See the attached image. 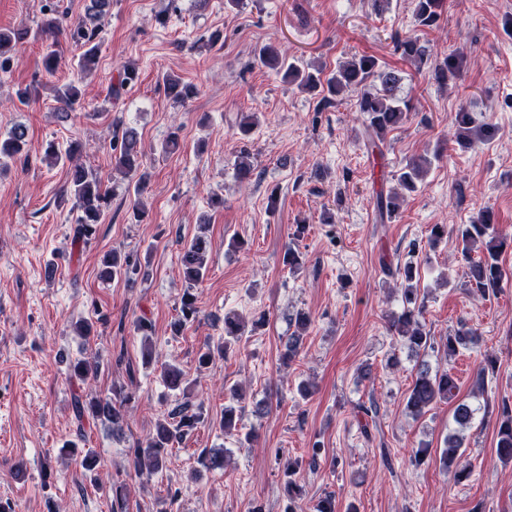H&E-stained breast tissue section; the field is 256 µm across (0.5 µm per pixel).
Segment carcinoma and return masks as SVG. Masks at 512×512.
I'll list each match as a JSON object with an SVG mask.
<instances>
[{
  "mask_svg": "<svg viewBox=\"0 0 512 512\" xmlns=\"http://www.w3.org/2000/svg\"><path fill=\"white\" fill-rule=\"evenodd\" d=\"M112 0H87L84 16L77 22L67 25L64 15L56 6L48 5L44 9L46 20L35 28L26 25L10 29H0V71H7L12 64L13 51L31 41L53 40L59 34H65L75 46L82 49L78 55L76 66L80 73L90 72L97 63L101 21L108 14ZM443 0H416L415 18L419 26L432 27L441 16ZM394 50L400 56L417 65H424L431 60L428 47L421 44L419 38L401 35L395 32L390 35ZM62 56L57 43L47 45L42 57L45 71L52 72L58 68ZM254 62L280 77L281 81L295 85L302 90L322 88V102L329 105L334 98L349 90L358 91L357 106L366 117L365 133L367 142L373 146L385 142L386 134L402 125L408 119L410 104L394 96L401 77L393 70L384 68L379 60L370 55L353 56L336 67L327 78L321 73L312 72L309 67L289 60L282 56L272 45H264L255 54ZM460 65L450 56L443 62L433 65L434 79L441 85L454 83L459 78ZM138 78L135 67L126 66L119 74L118 81L111 85L110 94L118 99L124 89ZM166 92L174 102L183 103L197 93V87L185 83L174 73L163 77ZM85 97L83 86L73 81L59 87L56 100L59 110L71 112L82 104ZM455 123L458 127V144L469 148L474 144L489 140L494 134V127L489 124L475 125L469 112L456 113ZM114 152L115 168L126 178L134 181L135 195L142 194V179L137 177L141 167L142 152L140 136L136 128L125 126L121 136L110 140ZM31 143L27 129L23 125L11 128L6 134L0 135V164L19 161L27 163L31 158ZM81 152V144L70 143L65 150L49 144L43 149V160L56 165L65 160L71 162ZM433 158L426 156L413 158L402 167L394 180L397 185L408 192L420 190L425 176L431 167ZM66 195L73 201L74 236L78 240H88L95 232L96 225L101 222L105 210L110 206L111 197L104 188L102 177L82 164H74L69 168L68 191ZM398 192L390 191L376 196V208L380 215L392 216L396 211ZM455 239L462 258L467 264V280L465 286L475 288L483 294L493 293L500 287L508 273L500 263V257L507 249H512V238L503 236L497 227L492 211L485 210L469 224H458L448 227L446 224H434L429 231V242L436 247L448 243V238ZM210 253V241L203 235L194 237L182 250L180 265L182 275L187 284L181 297L180 316L171 324L173 333L192 321L198 314L195 287L203 280L207 270ZM282 264L288 270L296 272L304 265L302 253L287 247L282 256ZM138 265L129 256L117 254L104 260L100 277L105 280L130 279L138 274ZM401 276L404 288L401 289L402 309L388 318V326L400 344L410 355L419 359L415 380L406 397V409L418 418L427 413L440 402H448L456 397L458 384L452 374L446 370L433 369L423 360L424 354L432 347V336L422 323L423 301L420 300V288L416 280L413 265L404 266ZM311 323V315L299 312L294 318L295 330L285 343L282 352L283 362L293 361L299 353L303 335ZM244 333L243 318L237 314L224 316V338L215 343H206L199 352L198 364L205 367L215 358H223L237 344ZM481 336L473 329L463 325L445 338L444 349L448 357H453L462 350H472L480 345ZM72 373L82 381L96 376L97 362L79 359L71 365ZM496 373V360L489 354L483 355V366L480 368L476 384L479 392L485 391L486 377ZM160 378L170 391L182 390L184 381L182 371L173 364H164L160 368ZM133 398L131 388H112V395L99 396L92 393L77 395L73 401V415L77 422L90 419L94 423L104 424L112 428V435L123 434L126 406ZM477 412L467 401L459 402L454 409L453 419L460 427L469 426ZM498 432L496 453L504 463L512 461V401L503 398L498 404ZM201 422V413L190 400L179 402L176 407L159 420L151 437L146 442H136L129 449L133 467L138 475L152 476L166 468L168 449L182 444L189 434ZM462 447V439L450 436L446 448L440 454L442 470L461 481L470 476L471 470L457 464L458 451ZM201 463L207 469L224 468V450L211 449L201 456ZM288 500L295 503L305 496L304 487L295 479L296 467L287 466ZM112 512H127V492L123 485H112Z\"/></svg>",
  "mask_w": 512,
  "mask_h": 512,
  "instance_id": "obj_1",
  "label": "carcinoma"
}]
</instances>
